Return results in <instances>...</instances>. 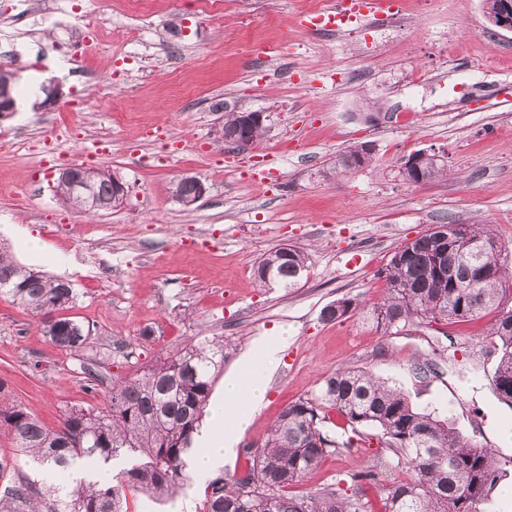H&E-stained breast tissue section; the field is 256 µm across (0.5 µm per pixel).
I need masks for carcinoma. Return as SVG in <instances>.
<instances>
[{"label":"carcinoma","mask_w":512,"mask_h":512,"mask_svg":"<svg viewBox=\"0 0 512 512\" xmlns=\"http://www.w3.org/2000/svg\"><path fill=\"white\" fill-rule=\"evenodd\" d=\"M373 153L359 144L341 154L342 173L372 165ZM447 172L444 158L430 153L398 172L406 183L430 182ZM96 195L112 199V173L89 169ZM503 245L489 224H437L395 249L379 271L384 295L371 306L376 328L446 325L494 315L487 337L497 353L493 391L512 409L504 387H512V307L503 293L512 290V268L502 258ZM308 256L290 245L268 252L254 269L262 286L299 287ZM508 288H503V284ZM0 294L39 317L51 343L84 349L90 327L63 314L75 299L70 282L48 276L0 253ZM361 306L342 298L321 311L325 321L348 319ZM224 366V342H190L132 377L112 379L104 407L72 408L56 428L48 427L22 406H0L19 450L55 477L68 473L77 458L99 465L116 457L132 460L117 483H83L70 490L38 486L30 479L5 487L0 512H126L125 488L152 497L173 495L188 480L184 455L205 416L216 375ZM338 413L355 433L376 430L379 443L393 451L396 466L409 478L382 484L371 468L352 477L355 485L380 487L384 512H478L489 499L512 459L480 447L446 419L416 405L397 387L367 371L346 368L328 376L318 395L288 404L264 439L253 466L232 482L213 479L201 512H366L355 495L326 490L314 496H290L336 440L325 430L328 412Z\"/></svg>","instance_id":"carcinoma-1"}]
</instances>
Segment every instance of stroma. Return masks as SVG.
<instances>
[{"label":"stroma","instance_id":"obj_1","mask_svg":"<svg viewBox=\"0 0 512 512\" xmlns=\"http://www.w3.org/2000/svg\"><path fill=\"white\" fill-rule=\"evenodd\" d=\"M223 0L220 13L195 0H149L151 34L141 53L112 42L137 17L119 0H0V66L13 72L17 98L59 80L54 108L17 111L0 121V251L66 275L76 292L71 316L91 328L87 347L52 344L30 310L0 295V391L50 427L73 406L103 407L106 383L80 372L99 359L107 378L130 377L185 341H225L234 373L256 338L288 344L268 378L262 408L221 468L232 481L252 463L279 413L318 393L344 366L401 389L418 407L450 419L474 443L512 457V409L492 392L495 356L486 351L489 318L382 333L370 320H322L340 298L376 302L378 272L402 243L435 224H489L512 252V33L494 42L481 0H401L397 18H361L335 34L300 29L310 2ZM261 110L260 139L236 154L214 131L226 112ZM414 115L410 129L394 111ZM106 150L96 154L97 142ZM367 142L374 162L354 174L334 170L338 155ZM436 150L447 176L410 185L394 175L399 158ZM86 164L119 176L124 206L87 216L62 203V168ZM206 193L186 207L169 187L182 174ZM45 246L32 255L27 236ZM290 244L310 258L293 289L262 288L260 256ZM439 362L421 382L415 360ZM337 442L292 495L349 492L352 477L391 460L371 443L346 447L348 426L333 417ZM204 491L188 482L170 499L127 489V512H200Z\"/></svg>","mask_w":512,"mask_h":512}]
</instances>
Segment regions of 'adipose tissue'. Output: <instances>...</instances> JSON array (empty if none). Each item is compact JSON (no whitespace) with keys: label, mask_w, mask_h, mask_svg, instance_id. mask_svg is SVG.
Segmentation results:
<instances>
[{"label":"adipose tissue","mask_w":512,"mask_h":512,"mask_svg":"<svg viewBox=\"0 0 512 512\" xmlns=\"http://www.w3.org/2000/svg\"><path fill=\"white\" fill-rule=\"evenodd\" d=\"M282 346L259 339L244 361L238 376L226 378L222 395L207 408L208 426L200 440L203 452L193 454L191 467L197 477H205L223 466L239 431L263 405L267 393V374L281 359Z\"/></svg>","instance_id":"adipose-tissue-1"}]
</instances>
